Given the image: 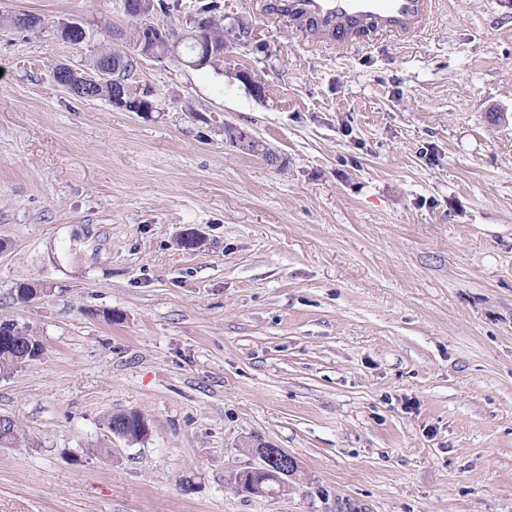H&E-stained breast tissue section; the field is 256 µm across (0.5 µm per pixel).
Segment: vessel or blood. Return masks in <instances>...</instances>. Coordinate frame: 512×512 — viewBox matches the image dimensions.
Returning a JSON list of instances; mask_svg holds the SVG:
<instances>
[{"instance_id":"vessel-or-blood-1","label":"vessel or blood","mask_w":512,"mask_h":512,"mask_svg":"<svg viewBox=\"0 0 512 512\" xmlns=\"http://www.w3.org/2000/svg\"><path fill=\"white\" fill-rule=\"evenodd\" d=\"M435 0H266L269 9L314 27L318 35L344 46L356 31L365 29L371 40L385 35L412 36L421 33Z\"/></svg>"}]
</instances>
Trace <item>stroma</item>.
<instances>
[{
  "label": "stroma",
  "instance_id": "stroma-1",
  "mask_svg": "<svg viewBox=\"0 0 512 512\" xmlns=\"http://www.w3.org/2000/svg\"><path fill=\"white\" fill-rule=\"evenodd\" d=\"M217 3L250 46L140 58L148 117L53 78L128 48L120 0H0V320L43 346L0 374V512H512V8L339 50ZM260 442L299 465L274 498L231 481ZM238 137L236 141V148L248 153L264 155L267 162L271 165H277L279 158L274 156L276 153L269 149L263 141L257 139L253 134L246 129L237 128Z\"/></svg>",
  "mask_w": 512,
  "mask_h": 512
}]
</instances>
